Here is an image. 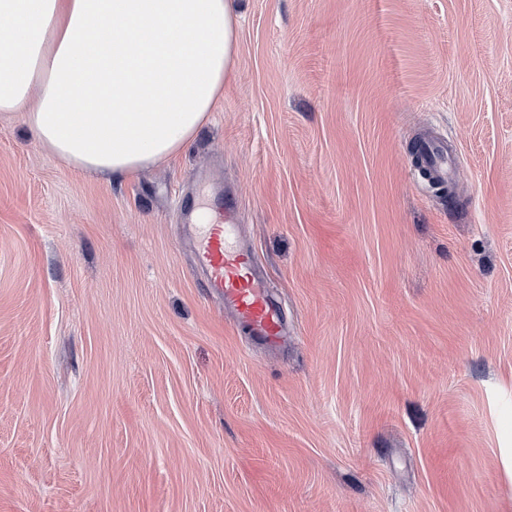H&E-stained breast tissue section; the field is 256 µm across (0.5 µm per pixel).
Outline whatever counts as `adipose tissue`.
<instances>
[{
	"label": "adipose tissue",
	"mask_w": 512,
	"mask_h": 512,
	"mask_svg": "<svg viewBox=\"0 0 512 512\" xmlns=\"http://www.w3.org/2000/svg\"><path fill=\"white\" fill-rule=\"evenodd\" d=\"M238 33L234 0H0V116L26 109L69 168L129 174L193 141Z\"/></svg>",
	"instance_id": "obj_1"
}]
</instances>
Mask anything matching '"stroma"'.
Wrapping results in <instances>:
<instances>
[{
  "label": "stroma",
  "mask_w": 512,
  "mask_h": 512,
  "mask_svg": "<svg viewBox=\"0 0 512 512\" xmlns=\"http://www.w3.org/2000/svg\"><path fill=\"white\" fill-rule=\"evenodd\" d=\"M237 7L175 157L78 173L0 118V512H512V0ZM209 169L282 346L178 245ZM417 149L434 182L446 183L452 180L456 162L446 145L420 139L417 143Z\"/></svg>",
  "instance_id": "1"
}]
</instances>
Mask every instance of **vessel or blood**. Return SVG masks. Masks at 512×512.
I'll list each match as a JSON object with an SVG mask.
<instances>
[{"instance_id": "1", "label": "vessel or blood", "mask_w": 512, "mask_h": 512, "mask_svg": "<svg viewBox=\"0 0 512 512\" xmlns=\"http://www.w3.org/2000/svg\"><path fill=\"white\" fill-rule=\"evenodd\" d=\"M417 149L434 182L452 180L455 159L446 145L422 139ZM237 229L235 209L220 205L214 209L212 223L186 225L187 245L196 267L204 275V287L218 295L225 309L252 335L268 344H279L287 334L286 320L255 270L252 251L243 245H225L226 238Z\"/></svg>"}]
</instances>
